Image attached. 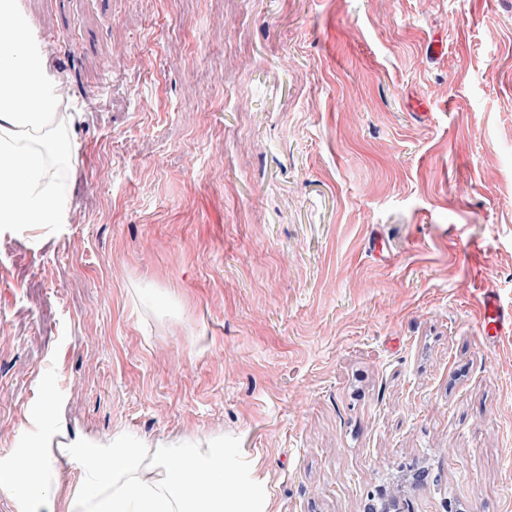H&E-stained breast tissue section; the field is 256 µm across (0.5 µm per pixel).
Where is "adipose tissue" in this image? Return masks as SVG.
Returning <instances> with one entry per match:
<instances>
[{"instance_id":"obj_1","label":"adipose tissue","mask_w":512,"mask_h":512,"mask_svg":"<svg viewBox=\"0 0 512 512\" xmlns=\"http://www.w3.org/2000/svg\"><path fill=\"white\" fill-rule=\"evenodd\" d=\"M67 78L34 34L20 0H0V224H59L69 213L58 166L75 150ZM30 423L51 425L22 437L0 462V494L15 512H271L270 499L237 468L224 440L148 442L118 430L103 439L64 433L61 404L43 395ZM78 470L62 481V461Z\"/></svg>"}]
</instances>
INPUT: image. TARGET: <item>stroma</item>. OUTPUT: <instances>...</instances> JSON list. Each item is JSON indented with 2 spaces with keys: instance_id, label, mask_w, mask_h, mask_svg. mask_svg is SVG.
Here are the masks:
<instances>
[{
  "instance_id": "1",
  "label": "stroma",
  "mask_w": 512,
  "mask_h": 512,
  "mask_svg": "<svg viewBox=\"0 0 512 512\" xmlns=\"http://www.w3.org/2000/svg\"><path fill=\"white\" fill-rule=\"evenodd\" d=\"M21 2L82 117L68 220L0 228V459L49 389L273 512H512V0ZM483 321L487 335L492 338L512 334V309L504 308L494 289L483 294Z\"/></svg>"
}]
</instances>
